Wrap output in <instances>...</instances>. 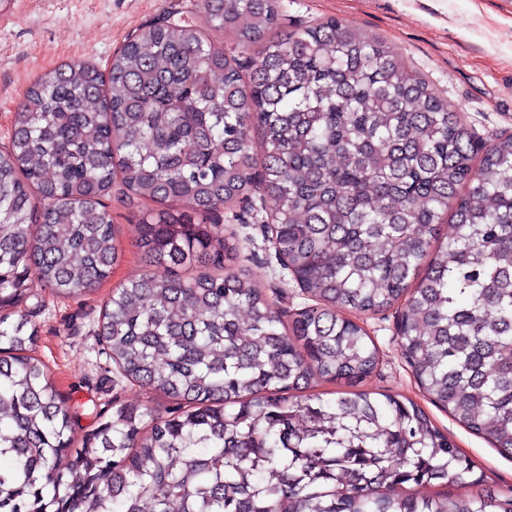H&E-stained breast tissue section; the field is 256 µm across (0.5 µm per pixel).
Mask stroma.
Wrapping results in <instances>:
<instances>
[{"instance_id": "obj_1", "label": "stroma", "mask_w": 512, "mask_h": 512, "mask_svg": "<svg viewBox=\"0 0 512 512\" xmlns=\"http://www.w3.org/2000/svg\"><path fill=\"white\" fill-rule=\"evenodd\" d=\"M282 26L294 30L329 18L342 20L379 38L398 52V61L447 98L482 142L512 134V0H282ZM202 24L199 0H0V148L9 144L14 113L27 88L42 74L74 61L108 71L113 55L140 26L163 12ZM113 184L105 202L122 252L108 281L78 300L44 295L27 302L38 329L34 356L47 366L55 389L78 410L75 439L96 425V414L115 404L147 403L170 408L162 394L120 378L98 353L96 333L102 306L112 289L144 273L162 277L166 267L149 265L133 242L140 209L119 201ZM233 213L243 223L228 224L241 247V265L268 295L276 310L293 315L305 301L283 271L265 232L260 209ZM381 352L367 391L408 398L448 434L477 469L501 490L512 488V459L455 421L420 391L396 336V315L360 317Z\"/></svg>"}]
</instances>
